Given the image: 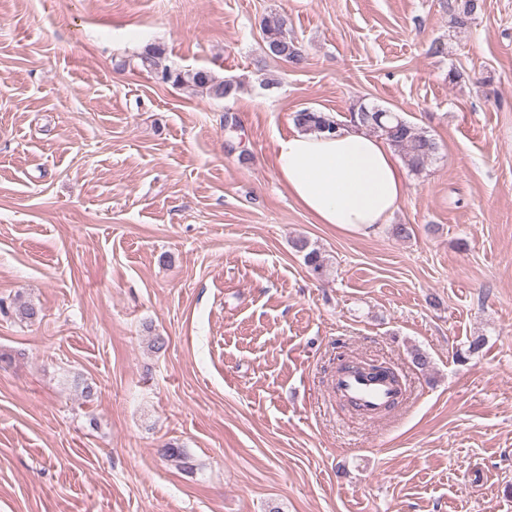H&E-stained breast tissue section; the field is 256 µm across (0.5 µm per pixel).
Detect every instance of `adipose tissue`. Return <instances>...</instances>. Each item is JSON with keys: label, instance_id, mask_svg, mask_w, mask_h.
Segmentation results:
<instances>
[{"label": "adipose tissue", "instance_id": "adipose-tissue-1", "mask_svg": "<svg viewBox=\"0 0 512 512\" xmlns=\"http://www.w3.org/2000/svg\"><path fill=\"white\" fill-rule=\"evenodd\" d=\"M276 170L289 195L315 223L369 235L406 196L393 147L353 124L333 134L297 130L278 138Z\"/></svg>", "mask_w": 512, "mask_h": 512}]
</instances>
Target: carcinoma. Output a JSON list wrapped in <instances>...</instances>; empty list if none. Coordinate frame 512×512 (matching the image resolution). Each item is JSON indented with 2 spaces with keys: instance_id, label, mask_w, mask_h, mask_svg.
I'll return each mask as SVG.
<instances>
[{
  "instance_id": "cac0c4a2",
  "label": "carcinoma",
  "mask_w": 512,
  "mask_h": 512,
  "mask_svg": "<svg viewBox=\"0 0 512 512\" xmlns=\"http://www.w3.org/2000/svg\"><path fill=\"white\" fill-rule=\"evenodd\" d=\"M481 2L482 0H445V8L452 24L464 27L475 19L481 9ZM287 25L288 18L281 14L263 18L261 29L264 41L271 56L299 67L303 65L305 58L302 51L288 38ZM164 54V48L154 45L138 55L141 66L157 72L163 83L176 87L192 86L219 99L233 97L240 89L239 83L220 79L210 70H180L167 66L162 68L160 61ZM351 121L388 141L403 156L410 171L416 174L426 171L438 153V144L434 138L387 109L361 104L353 110ZM294 123L305 131L313 132H334L340 128L334 117L309 109L297 112ZM296 247L306 251L305 262L315 274L321 275L325 272L326 263L318 250H307V242L303 240Z\"/></svg>"
}]
</instances>
